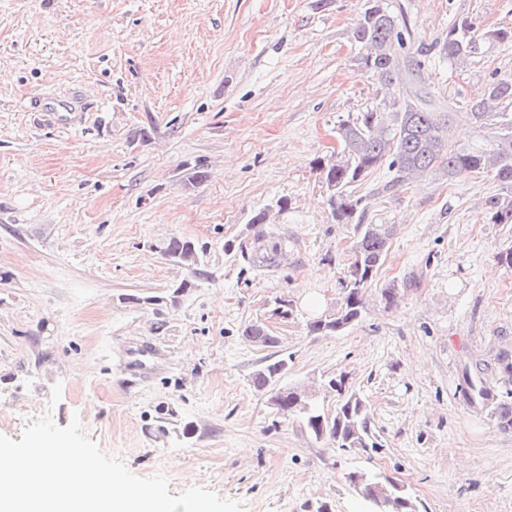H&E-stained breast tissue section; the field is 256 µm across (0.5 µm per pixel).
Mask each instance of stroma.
Segmentation results:
<instances>
[{
	"label": "stroma",
	"instance_id": "obj_1",
	"mask_svg": "<svg viewBox=\"0 0 512 512\" xmlns=\"http://www.w3.org/2000/svg\"><path fill=\"white\" fill-rule=\"evenodd\" d=\"M363 3L0 0V434L76 417L134 474H165L171 495L201 487L244 512H361L357 471L404 485L418 512H512V429L465 375L490 342L512 343V224L490 220L492 176L379 195L381 167L356 183L368 223L393 225L390 246L362 317L307 329L340 303L353 241L316 163L382 99L357 65ZM388 3L436 103L463 109L512 75V42L488 37L512 27V0ZM465 16L482 29L469 59L429 56ZM263 210L288 259L246 272L224 244L251 246ZM173 236L209 275L177 298L190 273L159 251ZM279 298L290 317L273 316ZM255 322L290 354L286 383L344 376L376 448L275 421L250 382L269 354L241 336ZM133 342L158 349L144 382L124 369Z\"/></svg>",
	"mask_w": 512,
	"mask_h": 512
}]
</instances>
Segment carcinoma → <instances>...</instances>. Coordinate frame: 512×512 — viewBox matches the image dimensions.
<instances>
[{"mask_svg":"<svg viewBox=\"0 0 512 512\" xmlns=\"http://www.w3.org/2000/svg\"><path fill=\"white\" fill-rule=\"evenodd\" d=\"M477 20L463 17L448 29V37L430 47L441 60L461 62L475 49ZM352 37L360 45L358 65L371 75L383 94L381 102L356 117L343 122L336 134L341 150L335 159L318 162L323 183L330 188L328 205L337 224L354 228L351 263L342 282L343 297L332 320L319 318L309 323L313 334H331L339 326L357 321L366 307L371 287L392 235L388 224H367L363 198L352 195L351 187L368 173L383 165L393 173L390 180L377 188V193H391L400 187L432 175L451 179L461 172L486 173L498 182L500 193L486 199L485 206L495 224H512V76L496 78L482 98L469 102L463 116L484 133L485 143L468 148L448 146V124L455 110H437L427 93L410 91L408 85L413 67L421 63L410 60L408 45L412 30L399 19L385 0H366L365 8L355 24ZM256 246L240 250L242 260L253 271L281 265L288 240L272 228L259 230ZM195 243L183 237H171L160 252L171 262L183 263L184 254ZM185 264V263H183ZM199 262L185 264L197 279L204 275ZM264 336L263 347L273 348L265 363L251 378L253 387L268 394V404L277 418L297 420L310 436L328 440L342 451L375 448L366 405L346 395L344 378L325 381L326 392L342 397L336 414L330 416L317 403V393L297 385L288 386L282 379L288 373V360L276 351L279 340L261 323H252L241 331L249 343ZM501 366L512 373L509 353L492 347L475 361V369L485 373ZM492 413L501 427L512 428V401L493 403ZM356 492L366 503L367 512H417V505L399 485L376 476L357 473L352 479Z\"/></svg>","mask_w":512,"mask_h":512,"instance_id":"cac0c4a2","label":"carcinoma"}]
</instances>
